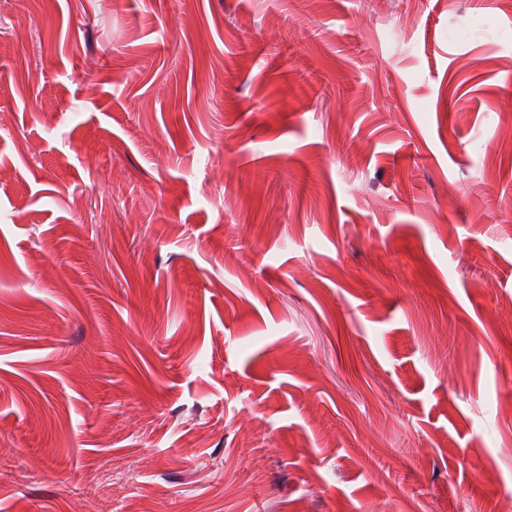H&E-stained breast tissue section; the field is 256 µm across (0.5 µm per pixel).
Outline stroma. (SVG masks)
<instances>
[{"instance_id": "obj_1", "label": "stroma", "mask_w": 512, "mask_h": 512, "mask_svg": "<svg viewBox=\"0 0 512 512\" xmlns=\"http://www.w3.org/2000/svg\"><path fill=\"white\" fill-rule=\"evenodd\" d=\"M512 0H0V512H498Z\"/></svg>"}]
</instances>
